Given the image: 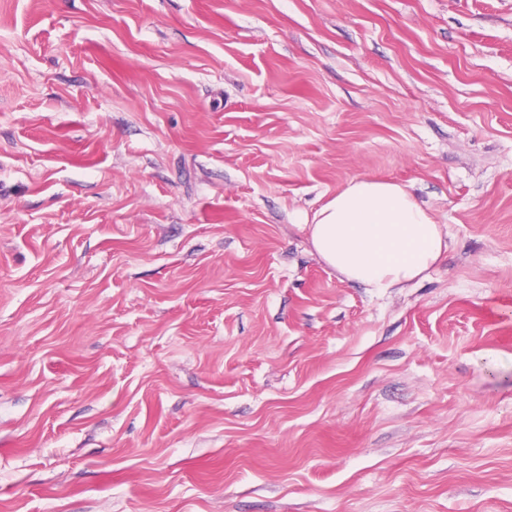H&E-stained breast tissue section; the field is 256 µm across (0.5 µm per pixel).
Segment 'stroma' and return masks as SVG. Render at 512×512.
Listing matches in <instances>:
<instances>
[{"instance_id": "35a3bbf8", "label": "stroma", "mask_w": 512, "mask_h": 512, "mask_svg": "<svg viewBox=\"0 0 512 512\" xmlns=\"http://www.w3.org/2000/svg\"><path fill=\"white\" fill-rule=\"evenodd\" d=\"M404 184L377 292L306 222ZM512 0H0V512H512ZM312 221L305 226L321 259L376 291L422 276L447 250L431 213L396 182L352 180Z\"/></svg>"}]
</instances>
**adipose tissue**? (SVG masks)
Returning a JSON list of instances; mask_svg holds the SVG:
<instances>
[{"label":"adipose tissue","instance_id":"ef3b65f1","mask_svg":"<svg viewBox=\"0 0 512 512\" xmlns=\"http://www.w3.org/2000/svg\"><path fill=\"white\" fill-rule=\"evenodd\" d=\"M308 230L329 267L377 291L422 276L447 250L431 213L391 181L349 182L315 212Z\"/></svg>","mask_w":512,"mask_h":512}]
</instances>
